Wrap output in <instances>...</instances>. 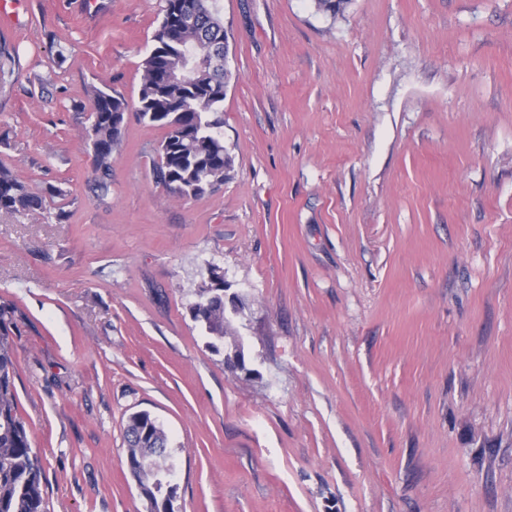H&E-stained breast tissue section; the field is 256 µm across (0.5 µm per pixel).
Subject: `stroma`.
Returning <instances> with one entry per match:
<instances>
[{
    "mask_svg": "<svg viewBox=\"0 0 512 512\" xmlns=\"http://www.w3.org/2000/svg\"><path fill=\"white\" fill-rule=\"evenodd\" d=\"M163 4L0 20V162L64 191L0 215L47 512H147L140 410L171 437L175 512H512V0H220L232 163L184 200L135 110ZM105 87L129 109L101 201ZM212 265L242 371L190 315ZM128 103L112 90L93 89L90 100L91 124L87 143L92 151L95 179L92 189L99 197L108 194L112 177V154L120 142Z\"/></svg>",
    "mask_w": 512,
    "mask_h": 512,
    "instance_id": "1",
    "label": "stroma"
}]
</instances>
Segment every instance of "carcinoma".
<instances>
[{
	"mask_svg": "<svg viewBox=\"0 0 512 512\" xmlns=\"http://www.w3.org/2000/svg\"><path fill=\"white\" fill-rule=\"evenodd\" d=\"M144 59L138 91L140 120L165 130L154 164L156 179L176 199L200 198L224 184L231 158L224 149V95L230 72L224 69V23L218 0H164ZM128 103L109 89H93L87 143L92 151L98 196L108 194L112 154L120 142ZM46 209V197L29 191L25 181L0 164V215ZM217 267L195 290L190 314L218 353L224 339L236 336L224 318L223 286ZM10 311L0 305V512H46L43 469L20 414L15 386L17 364L9 336ZM126 463L145 493L148 512H173L178 488L163 484L170 463V440L147 411L128 417L124 436Z\"/></svg>",
	"mask_w": 512,
	"mask_h": 512,
	"instance_id": "1",
	"label": "carcinoma"
}]
</instances>
